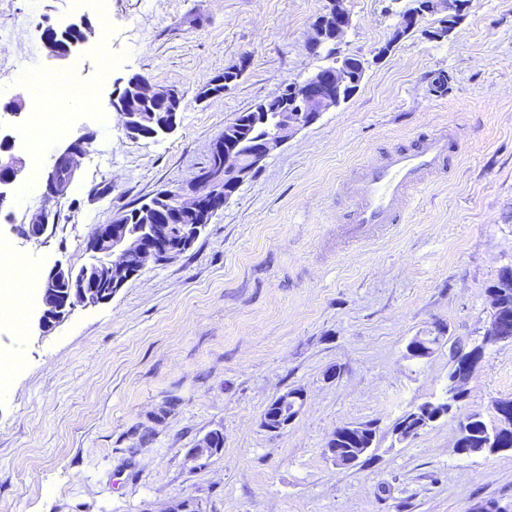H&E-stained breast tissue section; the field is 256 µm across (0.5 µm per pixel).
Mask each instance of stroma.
I'll use <instances>...</instances> for the list:
<instances>
[{
	"label": "stroma",
	"mask_w": 512,
	"mask_h": 512,
	"mask_svg": "<svg viewBox=\"0 0 512 512\" xmlns=\"http://www.w3.org/2000/svg\"><path fill=\"white\" fill-rule=\"evenodd\" d=\"M411 0H342L339 44L363 58L350 99L274 148L207 224L194 246L146 269L110 303L79 307L51 331L37 312L0 319V353L20 361L0 391V512H470L512 503V453L469 455L455 442L463 415L494 422L512 398V343L487 349L460 411L406 442L404 413L444 397L451 345L468 347L492 321L488 294L512 268V0H469L451 35L424 29L380 55ZM329 0H94V29L67 60L42 28L74 17L72 0H0V104L26 94V71L68 75L109 101L128 78L177 89L176 127L132 139L119 121L71 106L85 139L78 178L47 197L61 140L40 137L41 169L0 207V234L37 272L92 260L89 238L125 207L189 184L237 113L328 65L311 54ZM245 64L224 96L197 91ZM447 128L461 143L448 171L402 205L369 241L349 234L340 181L394 147ZM110 195H95L98 185ZM48 216L40 237L22 229ZM442 335L428 358L416 336ZM292 388L306 403L281 433L267 406ZM371 423L367 462L323 454L343 424ZM220 431V452L194 448Z\"/></svg>",
	"instance_id": "obj_1"
}]
</instances>
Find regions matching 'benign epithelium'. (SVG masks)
Wrapping results in <instances>:
<instances>
[{"label":"benign epithelium","mask_w":512,"mask_h":512,"mask_svg":"<svg viewBox=\"0 0 512 512\" xmlns=\"http://www.w3.org/2000/svg\"><path fill=\"white\" fill-rule=\"evenodd\" d=\"M419 6L413 12H404L399 16L393 30L396 37L407 30L421 25L427 15H440L439 27L427 32L433 38L448 36L455 27L467 6V0H418ZM349 14L340 6V0H330V7L321 15L314 27V36L308 48L317 54L321 49L336 50L335 41L349 28ZM92 26L85 19L72 20L66 24L47 26L42 30L41 40L47 53L60 60L70 58L79 51L92 35ZM349 81L342 65L334 64L318 68L303 83L289 88V95L300 101L295 112L276 117L273 131L258 146L245 153L235 147L224 144V139L216 140L214 145V163L201 173L195 184L174 191L175 208L179 212H188L203 219L213 217L223 209L228 198L224 197V186H240L252 177L277 145L287 141L299 130L315 123L320 116L335 109L344 101L345 85ZM127 88H137V94L119 91L109 100V109L121 119L124 131L137 138H155L174 129L177 113H172L167 121L155 122L154 113L144 109V103L151 100L167 101L177 96L173 89L153 86L135 76L125 84ZM27 166L25 161L11 153L5 163L0 165V201L9 199L12 187L25 181ZM147 215L145 223L150 225L147 235H129L125 227L110 223L100 225L91 237L92 251L106 257V261L84 271L55 264L43 275L41 311L39 327L49 330L63 320L78 306H96L107 304L126 285L128 281L140 275L150 265L167 262L194 244V238L178 235L174 225L162 221L157 214ZM135 254L140 259L137 269L128 264V257ZM512 330V316L492 318L488 335L484 340L496 338ZM306 402V395L300 389H291L280 395V404L290 410L275 418L264 419V426L274 433L288 428L300 414ZM496 414L498 451L512 450V401L505 399L494 401ZM367 432L370 438L377 431L368 430L362 424H346L336 428L325 444L324 453L339 467H349L353 460L343 455L337 448L340 437L353 432Z\"/></svg>","instance_id":"benign-epithelium-1"}]
</instances>
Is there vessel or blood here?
Returning a JSON list of instances; mask_svg holds the SVG:
<instances>
[{
	"label": "vessel or blood",
	"instance_id": "1",
	"mask_svg": "<svg viewBox=\"0 0 512 512\" xmlns=\"http://www.w3.org/2000/svg\"><path fill=\"white\" fill-rule=\"evenodd\" d=\"M454 150L448 133L441 132L360 167L340 186L350 202L351 234L369 237L384 225L399 223L400 203L418 193L429 175L447 170Z\"/></svg>",
	"mask_w": 512,
	"mask_h": 512
}]
</instances>
